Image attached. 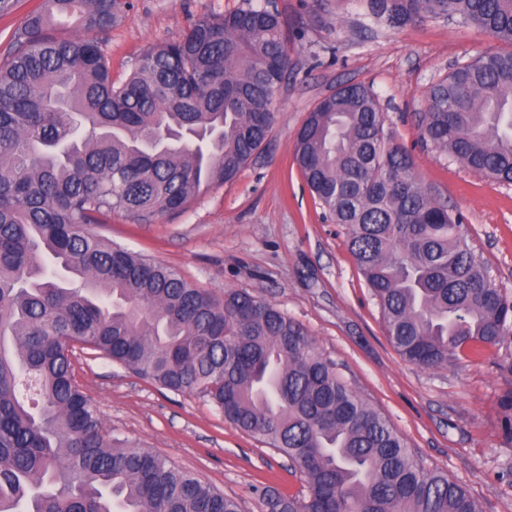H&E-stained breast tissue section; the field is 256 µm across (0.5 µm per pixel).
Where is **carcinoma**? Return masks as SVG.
<instances>
[{"instance_id":"cac0c4a2","label":"carcinoma","mask_w":512,"mask_h":512,"mask_svg":"<svg viewBox=\"0 0 512 512\" xmlns=\"http://www.w3.org/2000/svg\"><path fill=\"white\" fill-rule=\"evenodd\" d=\"M396 30L456 19L507 49L434 83L423 141L512 182V0H360ZM122 0H40L0 63V512H241L150 448L112 439L74 382L73 341L193 394L288 458L306 494L266 489L262 512H479L426 469L389 420L274 304L216 298L176 269L87 231L186 209L260 154L289 69L279 13L248 5L145 49L123 80L103 50ZM375 93L351 83L298 131L295 158L408 362L435 369L512 344V297L385 137ZM512 435V390L500 401Z\"/></svg>"}]
</instances>
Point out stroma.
Returning <instances> with one entry per match:
<instances>
[{
	"label": "stroma",
	"mask_w": 512,
	"mask_h": 512,
	"mask_svg": "<svg viewBox=\"0 0 512 512\" xmlns=\"http://www.w3.org/2000/svg\"><path fill=\"white\" fill-rule=\"evenodd\" d=\"M247 2L125 0L105 45L113 79H124L143 49L180 38L192 19ZM272 2L289 35L291 70L261 154L233 182L211 187L185 210L149 224L116 214L88 231L176 268L215 295L236 289L275 304L389 419L427 469L464 486L480 512H512V439L498 410L500 395L512 389V376L498 363L512 350L435 370L403 360L348 249L345 228L324 215L294 157L298 130L320 100L348 83L370 87L386 114V135L411 151L425 187L462 215L493 282L512 296V185L426 146L416 121L434 83L456 63L499 44L455 20L368 29L358 0ZM74 368L113 438L153 449L237 498L243 512H261L263 488L285 495L302 490L304 481L286 458L205 400L84 353Z\"/></svg>",
	"instance_id": "obj_1"
}]
</instances>
